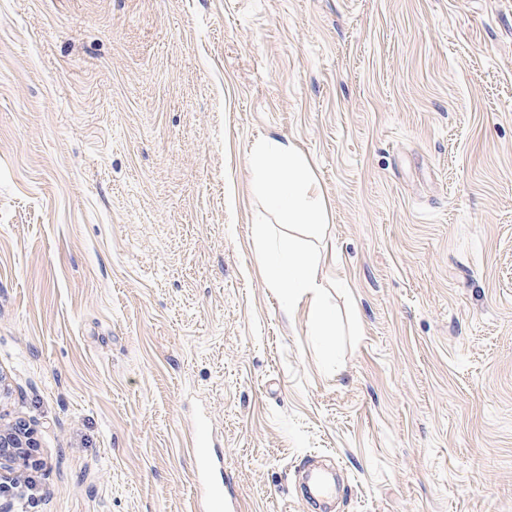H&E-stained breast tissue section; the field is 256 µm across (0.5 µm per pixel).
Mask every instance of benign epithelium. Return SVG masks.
I'll list each match as a JSON object with an SVG mask.
<instances>
[{
    "label": "benign epithelium",
    "instance_id": "7a95c632",
    "mask_svg": "<svg viewBox=\"0 0 512 512\" xmlns=\"http://www.w3.org/2000/svg\"><path fill=\"white\" fill-rule=\"evenodd\" d=\"M36 447V430L29 424L22 420L0 422V498L14 495Z\"/></svg>",
    "mask_w": 512,
    "mask_h": 512
}]
</instances>
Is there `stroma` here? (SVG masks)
<instances>
[{"label":"stroma","instance_id":"stroma-1","mask_svg":"<svg viewBox=\"0 0 512 512\" xmlns=\"http://www.w3.org/2000/svg\"><path fill=\"white\" fill-rule=\"evenodd\" d=\"M312 169L336 313L266 279L250 191ZM264 232H257V224ZM0 418L12 512H512V0H0ZM36 434L25 421L2 423L0 418V500L12 497L23 479L33 448H38Z\"/></svg>","mask_w":512,"mask_h":512}]
</instances>
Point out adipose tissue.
<instances>
[{"label": "adipose tissue", "mask_w": 512, "mask_h": 512, "mask_svg": "<svg viewBox=\"0 0 512 512\" xmlns=\"http://www.w3.org/2000/svg\"><path fill=\"white\" fill-rule=\"evenodd\" d=\"M247 162L253 171V193L266 199L280 214L282 223L312 227L326 224V208L318 184L292 145L268 138L251 148ZM257 262L271 281L287 282L292 303L307 302L314 333L323 337L326 348H335V321L325 309L315 258L288 241L278 254H259Z\"/></svg>", "instance_id": "ef3b65f1"}]
</instances>
